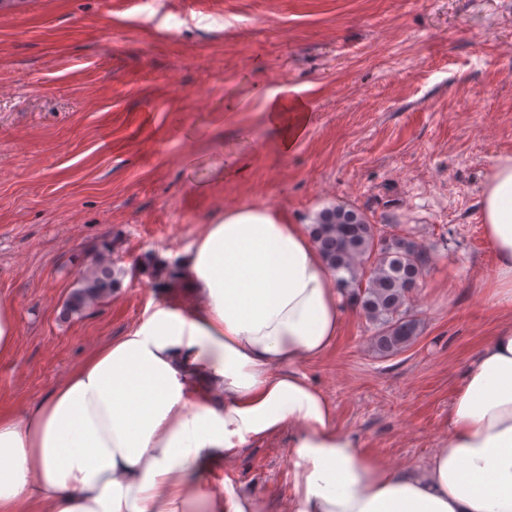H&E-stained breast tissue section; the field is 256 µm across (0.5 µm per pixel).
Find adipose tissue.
Listing matches in <instances>:
<instances>
[{
    "mask_svg": "<svg viewBox=\"0 0 512 512\" xmlns=\"http://www.w3.org/2000/svg\"><path fill=\"white\" fill-rule=\"evenodd\" d=\"M265 118L286 155L310 114L274 93ZM480 213L490 298L512 305V155L495 159ZM178 267L187 297L149 302L23 414L0 412V512H254L204 478L281 435L295 512H512V325L466 363L442 446L397 471L337 426L300 370L334 344L344 311L308 225L228 210Z\"/></svg>",
    "mask_w": 512,
    "mask_h": 512,
    "instance_id": "obj_1",
    "label": "adipose tissue"
}]
</instances>
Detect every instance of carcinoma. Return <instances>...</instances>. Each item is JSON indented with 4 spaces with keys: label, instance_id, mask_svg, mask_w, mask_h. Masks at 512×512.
<instances>
[{
    "label": "carcinoma",
    "instance_id": "1",
    "mask_svg": "<svg viewBox=\"0 0 512 512\" xmlns=\"http://www.w3.org/2000/svg\"><path fill=\"white\" fill-rule=\"evenodd\" d=\"M312 236L328 265L339 276L336 287L348 303L372 324V343L381 356L409 347L417 337V323L409 303L433 262V249L397 224H373L359 209L338 203L319 211L311 224ZM103 246L78 280L65 311L79 314L88 305L106 299L121 286L124 270L114 266ZM140 271L166 287L178 280L177 265H162L149 255Z\"/></svg>",
    "mask_w": 512,
    "mask_h": 512
}]
</instances>
